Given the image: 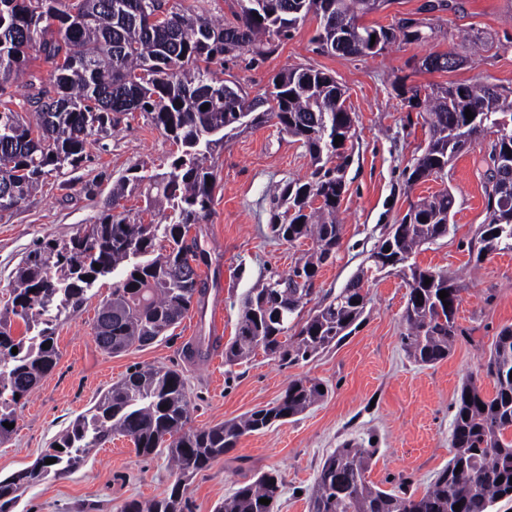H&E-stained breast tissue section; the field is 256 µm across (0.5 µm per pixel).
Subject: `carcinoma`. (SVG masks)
Here are the masks:
<instances>
[{
	"label": "carcinoma",
	"mask_w": 512,
	"mask_h": 512,
	"mask_svg": "<svg viewBox=\"0 0 512 512\" xmlns=\"http://www.w3.org/2000/svg\"><path fill=\"white\" fill-rule=\"evenodd\" d=\"M233 20L216 23L200 14L165 8L164 0H0V97L35 50L50 65L53 89L36 85L27 105L33 121L0 100V212L22 203L51 173L78 167L92 137L142 112L180 154L170 170L121 179L96 222L68 242H41L15 271L11 312L28 322L56 307L57 315L81 311L95 281L110 275L112 292L94 323L95 342L107 353L143 347L179 324L206 292L194 263L203 259L193 226L212 213L216 175L208 157L224 146L227 132L275 121L279 132L306 147L314 165L309 178L288 180L277 190L269 226L292 244L310 238L316 249L284 274L273 273L243 301L236 336L224 346V363L233 364L262 349L283 366L313 359L348 335L364 313L365 277L396 271L410 291L402 316L401 347L422 365L446 358L461 338L456 312L461 288L448 275L420 268L412 258L422 246L445 237L455 198L446 189L409 206L391 225L371 256L367 272L354 276L337 294L318 295L316 277L336 257L342 225L336 220L351 155L353 118L336 78L319 69L293 67L272 79L265 99L247 101L242 90L224 97L226 81L212 76L211 65L224 56L249 53L253 66L274 51L273 40H288L308 16L317 21L313 41L326 54L363 56L356 45L341 50L325 41L341 18L365 16L363 0H269L259 17L248 14L249 0ZM92 16L94 20L84 21ZM386 44L436 37L430 23L401 18L376 29ZM430 72H452L465 59L453 50L424 58ZM430 140L416 158L407 182L442 177L452 157L491 131L487 180V224L478 238L477 259L512 250V167L498 161L512 150V100L492 83L438 86L425 93ZM209 104L207 110L201 106ZM474 118H466L465 109ZM343 142L334 145L335 137ZM147 182L152 201L168 205L167 224H144L115 212L130 181ZM100 264L97 270L94 264ZM431 279L425 284V279ZM448 297L440 299V291ZM319 296L308 317L303 308ZM449 305H444V302ZM52 327L29 339H16L0 320V439L12 430L15 406L57 363ZM18 353H12V348ZM484 372L495 393L487 398L469 376L458 391L452 419V457L420 496L402 482L380 489L366 477L376 449L344 444L328 455L308 496L309 512H493L512 500V326L496 336ZM306 376L293 379L282 399L243 417L207 429L187 427L189 400L183 375L172 369L139 368L127 374L98 401L91 414L78 416L51 445L53 464L0 479V512H13L25 489L52 473L76 469L91 448L114 434L130 438L137 453L149 457L165 448L176 479L161 497L132 500L123 512H189L185 482L229 453L240 438L286 422L320 400L327 391ZM61 449H56V446ZM461 470H456V467ZM503 482H497L498 478ZM282 481L263 472L224 498L216 512H273ZM267 498L263 505L259 499Z\"/></svg>",
	"instance_id": "carcinoma-1"
}]
</instances>
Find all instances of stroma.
<instances>
[{"mask_svg":"<svg viewBox=\"0 0 512 512\" xmlns=\"http://www.w3.org/2000/svg\"><path fill=\"white\" fill-rule=\"evenodd\" d=\"M427 4L392 0L363 19L365 25L380 27L412 17L442 27L441 36L425 42L347 60L315 51L311 38L317 22L310 17L258 67L228 61L213 71L239 84L251 100L267 96L274 74L297 65L332 74L345 91L355 134L347 143L353 161L339 208L342 241L335 262L320 269L317 289L339 291L367 266L374 247L411 202L445 188L452 192L453 228L415 256L420 267L448 273L463 284L456 324L464 337L448 358L424 366L405 354L401 316L409 286L397 273L385 271L367 285L359 328L314 360L285 368L259 350L225 365L224 345L237 334L242 299L259 286L267 269L287 272L313 248L308 239L283 243L268 229L275 186L308 177L312 170L305 148L272 122L243 129L225 138L213 156L218 182L213 212L195 229L206 257L198 267L207 281L201 305L166 337L112 355L94 339L97 308L112 290L111 277L99 279L79 313L53 323L57 364L17 406L15 430L0 441V479L37 466L55 437L113 384L135 368L154 366L182 373L190 398L188 425L194 429L273 405L298 376L329 390L303 414L241 437L236 448L189 479L191 512H215L240 484L264 471L278 473L283 482L274 512H308L307 492L320 466L348 441L376 446L368 472L375 486L389 490L406 478L413 490L424 492L451 458L453 405L461 383L479 373L501 328L512 325V251L476 258L495 136L485 134L451 159L443 179L407 184V170L426 147L429 127L425 112L394 89L398 82L446 86L489 81L512 90V0H448L447 7L433 11ZM450 49L464 56L460 68L448 73L421 69L427 55ZM88 154L77 169L45 178L25 202L0 213V313L16 267L36 244L69 240L94 222L114 180L134 167L167 171L177 148L137 112L100 136ZM208 336L219 340L208 360L187 359V345ZM173 481L166 449L142 457L129 438L115 435L72 474L50 475L29 486L15 512H121L131 500L162 496Z\"/></svg>","mask_w":512,"mask_h":512,"instance_id":"35a3bbf8","label":"stroma"}]
</instances>
